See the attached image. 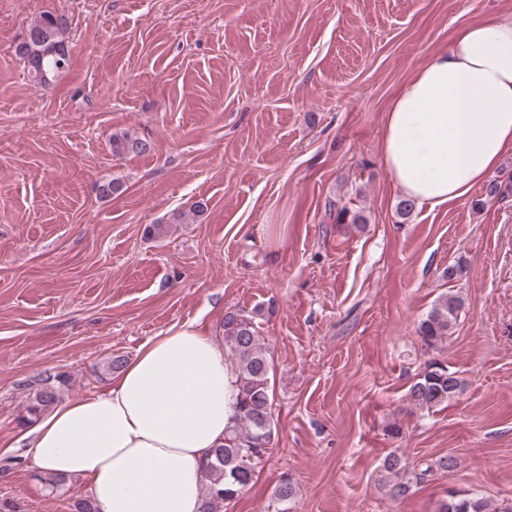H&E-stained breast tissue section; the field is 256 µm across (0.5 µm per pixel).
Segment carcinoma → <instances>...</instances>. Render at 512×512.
<instances>
[{"label":"carcinoma","mask_w":512,"mask_h":512,"mask_svg":"<svg viewBox=\"0 0 512 512\" xmlns=\"http://www.w3.org/2000/svg\"><path fill=\"white\" fill-rule=\"evenodd\" d=\"M68 19L52 12L41 14L29 26L18 52L27 59L29 73L39 83L50 84L69 68ZM112 156L123 159L144 155L149 150L146 141L129 132L112 135ZM464 301L457 295H442L418 325V335L424 345L435 348L452 334ZM223 337L226 358L234 375L232 425L225 429L224 445L214 448L204 463V512H224V507L236 500L255 478V465L267 454L274 436L272 407L274 402L270 375L273 362L261 342L255 317L240 310L224 314ZM51 377L40 380L28 404V414L38 418L58 401V390ZM463 381L448 372L440 363L429 364L406 392L409 406L430 410L439 407L462 391ZM457 459L452 454L439 456L419 466L412 465L403 454L392 452L382 463L389 496L398 500L410 489L436 472L453 470ZM296 496V488L285 479L275 487L274 497L289 512L287 505ZM437 512H512L511 505L498 507L482 497L451 493L438 505Z\"/></svg>","instance_id":"obj_1"}]
</instances>
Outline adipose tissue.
<instances>
[{
	"label": "adipose tissue",
	"mask_w": 512,
	"mask_h": 512,
	"mask_svg": "<svg viewBox=\"0 0 512 512\" xmlns=\"http://www.w3.org/2000/svg\"><path fill=\"white\" fill-rule=\"evenodd\" d=\"M512 151V20L457 27L393 98L383 164L405 198H467ZM234 377L186 327L141 346L103 391L59 403L27 436L39 467L85 480L96 512H203L202 465L224 443Z\"/></svg>",
	"instance_id": "ef3b65f1"
}]
</instances>
